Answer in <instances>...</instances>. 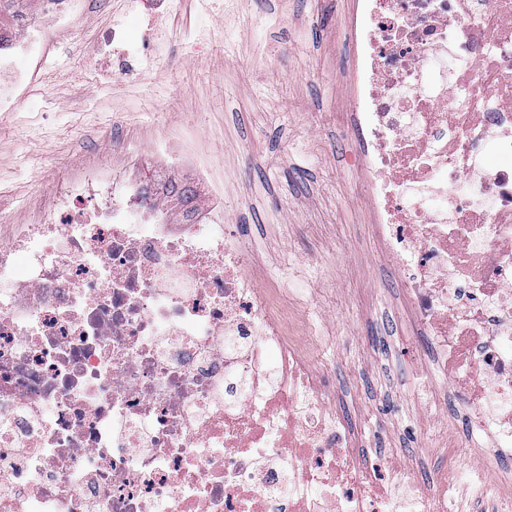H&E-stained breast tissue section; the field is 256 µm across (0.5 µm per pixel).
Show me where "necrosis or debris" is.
<instances>
[{
  "instance_id": "obj_1",
  "label": "necrosis or debris",
  "mask_w": 512,
  "mask_h": 512,
  "mask_svg": "<svg viewBox=\"0 0 512 512\" xmlns=\"http://www.w3.org/2000/svg\"><path fill=\"white\" fill-rule=\"evenodd\" d=\"M84 0L0 12V112L19 58ZM353 118L371 231L413 333L497 471L512 512V0H360ZM114 74L138 32L99 30ZM175 168L84 163L0 244V512H384L399 483L262 288L222 213L168 208Z\"/></svg>"
}]
</instances>
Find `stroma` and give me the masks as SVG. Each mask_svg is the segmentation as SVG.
Returning a JSON list of instances; mask_svg holds the SVG:
<instances>
[{"instance_id": "1", "label": "stroma", "mask_w": 512, "mask_h": 512, "mask_svg": "<svg viewBox=\"0 0 512 512\" xmlns=\"http://www.w3.org/2000/svg\"><path fill=\"white\" fill-rule=\"evenodd\" d=\"M357 0H222L205 12L178 0L160 22L162 63L124 76L87 69L98 30L141 25L137 0H89L54 32L61 47L37 72L15 112L0 116V236L29 204L85 157L111 163L114 141L137 153L133 173L179 159L206 170L196 200L224 197V223L249 242L262 280H283L293 321L329 370L336 406L361 431L374 468L402 467L414 486L442 470L424 454L443 430L467 445L455 400L430 396L435 378L423 338L398 314L399 275L369 226L359 149L344 121L353 108L349 39ZM166 138L163 155L151 146Z\"/></svg>"}]
</instances>
